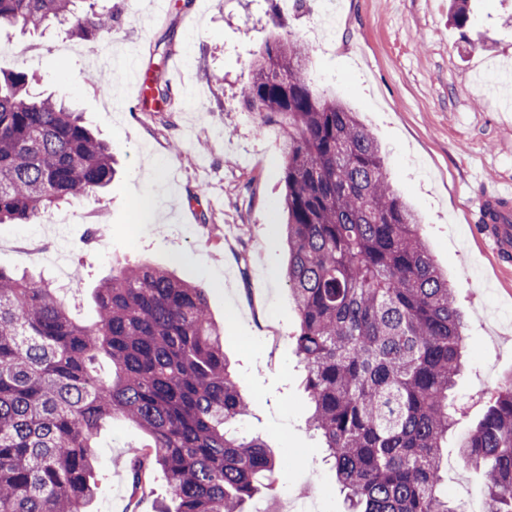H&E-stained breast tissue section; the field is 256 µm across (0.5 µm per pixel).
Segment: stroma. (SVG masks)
<instances>
[{
  "mask_svg": "<svg viewBox=\"0 0 512 512\" xmlns=\"http://www.w3.org/2000/svg\"><path fill=\"white\" fill-rule=\"evenodd\" d=\"M459 32L449 0H342L336 40L315 51L317 90L358 112L385 155L393 187L422 215L423 236L447 271L468 320L466 366L454 389L467 414L441 452L451 506L472 512L486 488L464 466L458 443L482 417L478 387L512 378V252L493 253L476 200L512 181V0H469ZM112 32L83 40L51 26L6 28L18 47L0 55V75L23 68L38 90L81 112L117 160L109 187L63 205L68 224L43 215L0 224V268L55 279L52 260L28 256L25 238L64 241L68 292L79 319L96 318L94 288L112 270L150 262L206 291L212 319L224 327V355L249 402L237 423L261 437L286 465L274 489L244 512H349L320 438L310 428L305 371L296 355L299 317L288 287L283 224L282 142L259 128L240 89L267 43L301 37L319 14L310 0H112ZM129 53L145 83L161 78L166 100L142 108L127 84L94 82L96 61ZM483 180H475V173ZM155 205V220L130 240L133 203ZM96 243L84 250L87 226ZM150 438L121 418L95 439L99 484L93 512H165L171 499L162 470L141 495L128 476L133 449Z\"/></svg>",
  "mask_w": 512,
  "mask_h": 512,
  "instance_id": "stroma-1",
  "label": "stroma"
}]
</instances>
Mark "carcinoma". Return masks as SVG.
Listing matches in <instances>:
<instances>
[{
  "label": "carcinoma",
  "mask_w": 512,
  "mask_h": 512,
  "mask_svg": "<svg viewBox=\"0 0 512 512\" xmlns=\"http://www.w3.org/2000/svg\"><path fill=\"white\" fill-rule=\"evenodd\" d=\"M77 2L0 0V29L112 28V0L86 12ZM467 3L450 6L462 32ZM309 55L303 43L268 44L241 98L286 142L287 279L311 426L352 512H456L440 492V450L457 421L464 319L420 215L392 189L356 113L316 91ZM113 164L78 113L31 92L26 71L0 80V224L109 186ZM95 302L97 320L81 324L60 289L0 268V512H90L93 437L113 417L152 439L130 457L133 492L158 466L172 502L162 512H243L282 463L236 431L247 404L204 290L138 264L113 272ZM101 357L109 381L93 374ZM459 453L484 467L487 512H512V381Z\"/></svg>",
  "instance_id": "1"
}]
</instances>
